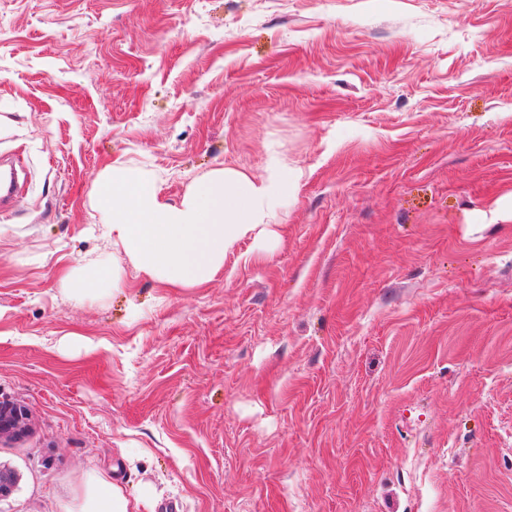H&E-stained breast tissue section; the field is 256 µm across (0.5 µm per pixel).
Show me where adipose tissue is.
<instances>
[{"instance_id": "adipose-tissue-1", "label": "adipose tissue", "mask_w": 512, "mask_h": 512, "mask_svg": "<svg viewBox=\"0 0 512 512\" xmlns=\"http://www.w3.org/2000/svg\"><path fill=\"white\" fill-rule=\"evenodd\" d=\"M297 180L285 166L266 179L222 167L194 181L173 203L153 172L116 163L95 183L97 200L109 215L99 230L138 274L159 287L200 288L214 279L239 240L269 236L280 191ZM121 285L122 267L107 257L73 266L64 279L77 301ZM60 510L138 512L119 485L94 469L86 473L76 499Z\"/></svg>"}]
</instances>
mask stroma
Instances as JSON below:
<instances>
[{
  "label": "stroma",
  "instance_id": "35a3bbf8",
  "mask_svg": "<svg viewBox=\"0 0 512 512\" xmlns=\"http://www.w3.org/2000/svg\"><path fill=\"white\" fill-rule=\"evenodd\" d=\"M0 512H512V0H0ZM299 173L203 288L68 298L113 162ZM21 412L23 416H20L19 408H17V411H15L11 417H7L3 411L2 404L0 405V435L9 434L14 436L15 439L24 437L26 428L22 424L23 420L27 418L28 412L25 408H22ZM139 503V498L131 503L119 485L93 469L86 473L76 499L61 505L59 512H139Z\"/></svg>",
  "mask_w": 512,
  "mask_h": 512
}]
</instances>
